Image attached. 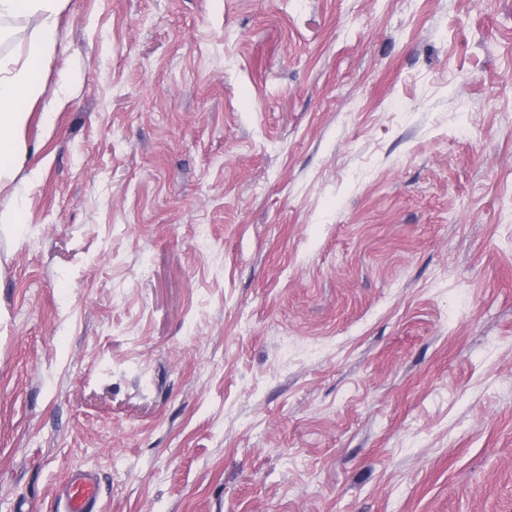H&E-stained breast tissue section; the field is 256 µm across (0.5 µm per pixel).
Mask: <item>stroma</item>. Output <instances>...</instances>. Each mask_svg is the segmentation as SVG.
Instances as JSON below:
<instances>
[{"mask_svg": "<svg viewBox=\"0 0 512 512\" xmlns=\"http://www.w3.org/2000/svg\"><path fill=\"white\" fill-rule=\"evenodd\" d=\"M0 182V512H512V0H65ZM66 512H100L99 484L96 477L82 474L67 481Z\"/></svg>", "mask_w": 512, "mask_h": 512, "instance_id": "1", "label": "stroma"}]
</instances>
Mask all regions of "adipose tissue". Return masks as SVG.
<instances>
[{
	"instance_id": "obj_1",
	"label": "adipose tissue",
	"mask_w": 512,
	"mask_h": 512,
	"mask_svg": "<svg viewBox=\"0 0 512 512\" xmlns=\"http://www.w3.org/2000/svg\"><path fill=\"white\" fill-rule=\"evenodd\" d=\"M63 0H0V18L26 15L37 26L25 61L0 59V178L10 175L23 152L21 131L28 118L21 102H34L46 91L43 67L58 39L56 17Z\"/></svg>"
}]
</instances>
